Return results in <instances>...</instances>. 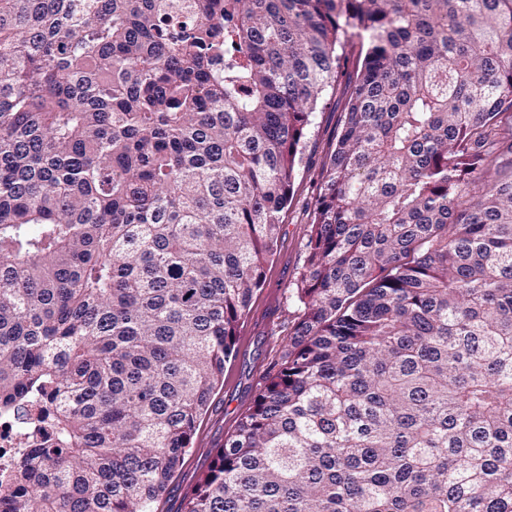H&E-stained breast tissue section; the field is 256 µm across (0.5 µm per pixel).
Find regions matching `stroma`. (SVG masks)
<instances>
[{
	"label": "stroma",
	"mask_w": 512,
	"mask_h": 512,
	"mask_svg": "<svg viewBox=\"0 0 512 512\" xmlns=\"http://www.w3.org/2000/svg\"><path fill=\"white\" fill-rule=\"evenodd\" d=\"M345 102V90L339 86L318 107L307 132L293 200L282 216L281 238L266 272V284L239 325L237 356L225 365L224 384L202 415L184 465L159 500L158 512H181L184 497L251 405L277 351L288 342V328L298 314L295 291L306 257L315 188L340 128Z\"/></svg>",
	"instance_id": "stroma-1"
}]
</instances>
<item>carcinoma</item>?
<instances>
[{
	"instance_id": "1",
	"label": "carcinoma",
	"mask_w": 512,
	"mask_h": 512,
	"mask_svg": "<svg viewBox=\"0 0 512 512\" xmlns=\"http://www.w3.org/2000/svg\"><path fill=\"white\" fill-rule=\"evenodd\" d=\"M0 0V512H157L328 89L298 317L182 512H512V0ZM15 417L0 420V466H4L17 448L24 444L21 425Z\"/></svg>"
}]
</instances>
